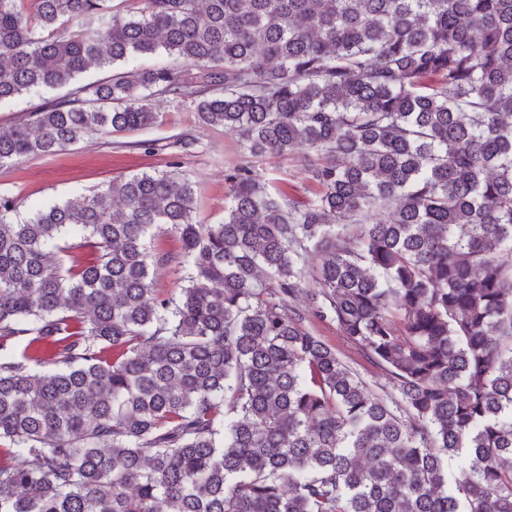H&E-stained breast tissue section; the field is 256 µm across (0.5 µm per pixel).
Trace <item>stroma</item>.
<instances>
[{
	"label": "stroma",
	"mask_w": 512,
	"mask_h": 512,
	"mask_svg": "<svg viewBox=\"0 0 512 512\" xmlns=\"http://www.w3.org/2000/svg\"><path fill=\"white\" fill-rule=\"evenodd\" d=\"M157 124L122 134H95L53 156L33 157L0 168V191L18 198L22 210L96 189L114 178L161 171L179 161L180 170L196 184L197 215L207 224L224 218V182L227 169L239 164L237 138L221 128L200 125L190 109L165 101L156 106ZM187 133L198 140L189 154L172 147L174 135ZM155 149H143L145 141ZM253 166L274 182L285 195L300 201L311 199V186L299 167L298 154L281 158L258 157ZM313 332L374 389L385 388L384 374L372 367L360 351L348 343L329 321H312Z\"/></svg>",
	"instance_id": "stroma-1"
}]
</instances>
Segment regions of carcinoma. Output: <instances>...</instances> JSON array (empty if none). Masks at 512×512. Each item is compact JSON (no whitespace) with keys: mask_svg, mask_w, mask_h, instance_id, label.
I'll list each match as a JSON object with an SVG mask.
<instances>
[{"mask_svg":"<svg viewBox=\"0 0 512 512\" xmlns=\"http://www.w3.org/2000/svg\"><path fill=\"white\" fill-rule=\"evenodd\" d=\"M60 88L0 167L165 100L317 190L0 192V512H512V0H0V103ZM304 152L305 149L301 148L281 158L258 157L250 160L251 165L265 178L274 182L285 195L307 201L313 197L310 192L313 189L298 166L299 156ZM310 328L320 336L336 353L350 366H352L361 377L366 380L374 389L382 393V388L387 385L384 374L372 367L361 355L360 351L348 343L336 327V323L329 321H318L311 318Z\"/></svg>","mask_w":512,"mask_h":512,"instance_id":"cac0c4a2","label":"carcinoma"}]
</instances>
